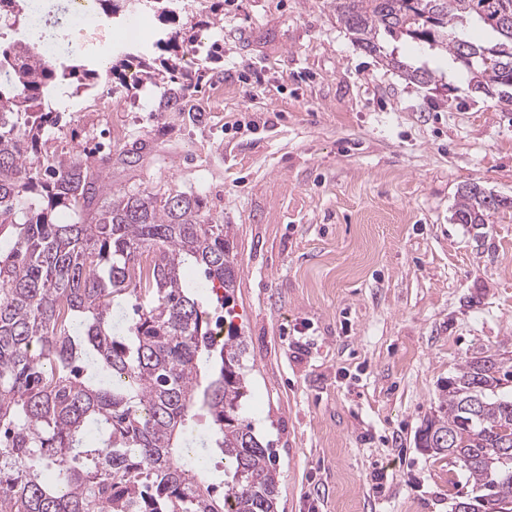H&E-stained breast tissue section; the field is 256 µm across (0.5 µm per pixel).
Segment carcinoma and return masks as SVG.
<instances>
[{"mask_svg":"<svg viewBox=\"0 0 512 512\" xmlns=\"http://www.w3.org/2000/svg\"><path fill=\"white\" fill-rule=\"evenodd\" d=\"M110 18L128 0H93ZM336 21L360 51L411 82L439 75L389 47L411 41L448 58L476 88L512 105V0H334ZM63 0H48L40 37L58 39ZM174 60L158 72L138 62L139 80L192 83L184 34L163 41ZM70 56L63 68L17 39L0 47V512H278L270 444L242 419L244 340H220L185 279L203 267L200 287L230 297L237 285L229 227L209 224L201 199L185 192L114 190L112 153L89 160L41 149L58 124L59 85L77 95L112 76ZM68 209L81 220L62 224ZM512 199L472 185L460 192L459 224H483ZM135 300L121 332L112 308ZM199 413L209 430L189 437ZM418 446L460 464L472 484L459 496L470 512H512V360H465L448 378L440 415L418 431ZM195 444L224 458L223 497L177 452Z\"/></svg>","mask_w":512,"mask_h":512,"instance_id":"carcinoma-1","label":"carcinoma"}]
</instances>
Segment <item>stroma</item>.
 Listing matches in <instances>:
<instances>
[{
  "label": "stroma",
  "instance_id": "1",
  "mask_svg": "<svg viewBox=\"0 0 512 512\" xmlns=\"http://www.w3.org/2000/svg\"><path fill=\"white\" fill-rule=\"evenodd\" d=\"M198 71L68 98L49 150L113 151V188L186 192L226 224L237 287L216 314L246 339L242 416L270 444L278 512H453L460 469L419 448L442 385L472 356L512 355V213L454 219L469 184L512 197V106L447 71L414 84L353 45L332 0H177ZM111 96L112 109L96 102Z\"/></svg>",
  "mask_w": 512,
  "mask_h": 512
}]
</instances>
